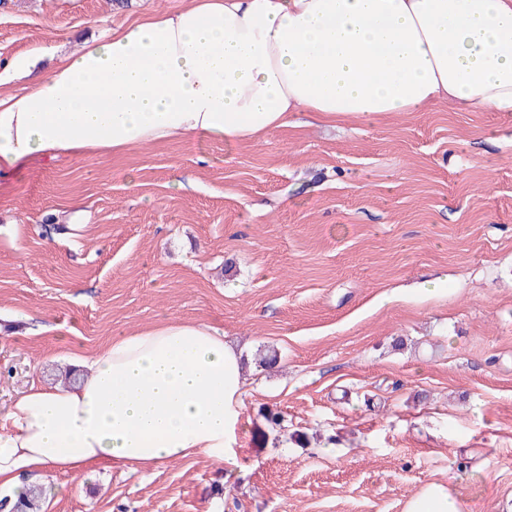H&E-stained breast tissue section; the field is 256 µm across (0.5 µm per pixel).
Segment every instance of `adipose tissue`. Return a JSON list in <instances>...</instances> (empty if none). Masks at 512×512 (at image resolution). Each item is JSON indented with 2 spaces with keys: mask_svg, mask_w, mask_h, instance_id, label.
Listing matches in <instances>:
<instances>
[{
  "mask_svg": "<svg viewBox=\"0 0 512 512\" xmlns=\"http://www.w3.org/2000/svg\"><path fill=\"white\" fill-rule=\"evenodd\" d=\"M0 93V173L34 158L122 154L207 134L246 143L305 114L325 124L445 101L512 112V0H188ZM84 382L39 381L0 425V490L45 498L88 463L148 472L202 456L234 465L247 382L209 325L165 319L71 355ZM404 512H468L431 482Z\"/></svg>",
  "mask_w": 512,
  "mask_h": 512,
  "instance_id": "ef3b65f1",
  "label": "adipose tissue"
}]
</instances>
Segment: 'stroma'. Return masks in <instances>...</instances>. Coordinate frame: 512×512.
Wrapping results in <instances>:
<instances>
[{
	"label": "stroma",
	"mask_w": 512,
	"mask_h": 512,
	"mask_svg": "<svg viewBox=\"0 0 512 512\" xmlns=\"http://www.w3.org/2000/svg\"><path fill=\"white\" fill-rule=\"evenodd\" d=\"M185 4L0 0V67ZM165 317L252 373L232 475L95 462L43 512H403L430 481L512 512V112L440 102L0 174V420L65 353Z\"/></svg>",
	"instance_id": "1"
}]
</instances>
